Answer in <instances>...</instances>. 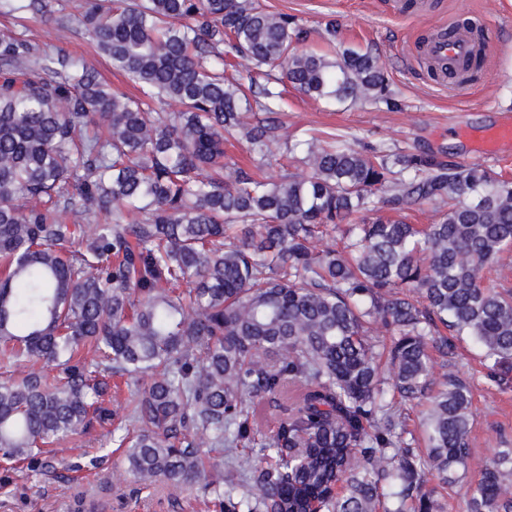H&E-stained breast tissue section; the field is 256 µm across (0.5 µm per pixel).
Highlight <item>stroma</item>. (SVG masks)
<instances>
[{
  "mask_svg": "<svg viewBox=\"0 0 512 512\" xmlns=\"http://www.w3.org/2000/svg\"><path fill=\"white\" fill-rule=\"evenodd\" d=\"M273 13L296 18L306 37L299 49L329 52L324 37L328 22L338 24L336 41L375 55L397 105L380 101L329 104L289 91L288 107L279 119L288 132H333L360 149L388 154L430 156L444 163L478 165L512 179V140L501 142L495 154L482 155L475 137L512 123V0H259ZM84 0H47L44 14L1 16L0 29L25 27L28 38L43 47L64 49L94 63L111 87L133 92L134 85L98 55L78 17ZM470 19L491 36L488 55L473 88L465 93L436 84L421 60V39L452 18ZM67 19L72 34L67 43L55 37L57 19ZM475 350L461 344L451 368L473 386L475 423L470 443L476 460H487L501 442L512 444V388L502 390L475 375ZM111 428L93 426L69 442L70 451L53 469L33 474L26 468L0 469V512H70L76 496L100 498L104 512H218L186 490L172 504L169 490L159 484L145 489L125 471L122 451L112 442Z\"/></svg>",
  "mask_w": 512,
  "mask_h": 512,
  "instance_id": "obj_1",
  "label": "stroma"
}]
</instances>
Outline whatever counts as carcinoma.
<instances>
[{
	"instance_id": "obj_1",
	"label": "carcinoma",
	"mask_w": 512,
	"mask_h": 512,
	"mask_svg": "<svg viewBox=\"0 0 512 512\" xmlns=\"http://www.w3.org/2000/svg\"><path fill=\"white\" fill-rule=\"evenodd\" d=\"M80 23L141 96L0 33V364L24 367L0 382V458L48 467L90 414H123L135 435L112 433L136 482L222 512H441L462 485L467 512H512V448L466 479L472 389L433 357L465 336L488 379L512 382V289L481 276L512 257V181L288 137L285 82L393 101L370 52H297L303 30L255 0H91ZM228 136L252 165L224 161ZM280 144L281 174L259 175ZM426 202L428 224L350 223ZM138 375L102 405L112 377ZM422 403L420 449L404 420Z\"/></svg>"
}]
</instances>
